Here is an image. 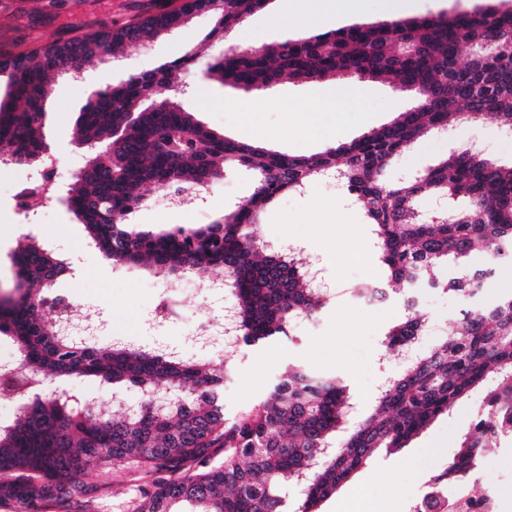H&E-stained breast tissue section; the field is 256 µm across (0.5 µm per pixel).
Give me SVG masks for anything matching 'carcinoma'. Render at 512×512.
<instances>
[{
    "mask_svg": "<svg viewBox=\"0 0 512 512\" xmlns=\"http://www.w3.org/2000/svg\"><path fill=\"white\" fill-rule=\"evenodd\" d=\"M267 0H188L183 7L213 12L210 40H220L262 9ZM161 11L117 28L58 40L24 53L0 56L6 93L0 98V156L39 161L40 120L53 75L76 76L124 45L151 43L170 30ZM416 46L404 55L401 45ZM494 53L460 61L466 45ZM195 55L188 52L152 73L134 74L106 93L75 122L79 146H112L105 164L76 176L67 187L69 210L91 242L116 264L149 262L167 274L202 277L215 267L229 277L240 322V343H270L291 336L293 323L326 306L321 291L288 253L260 254L254 224L268 205L313 176H334L375 226V246L408 313L387 334L386 346L408 345L423 315L415 294L431 267L468 256L482 245L483 266L443 284L462 304L454 330L439 346L406 363L382 389L376 412L360 421L327 454L352 407L349 386L296 364L248 409L230 417L224 384L233 362L204 367L172 352L96 347L65 335L33 301L54 286L65 263L34 237L15 256L19 286L0 307V334L15 344L23 364L45 380L94 379L113 393L136 389V411L112 406L107 415L77 406L63 394H33L22 377L0 378V391L22 410L0 424V504L18 512H88L114 466L145 471L150 483L135 512H284L283 492L302 489L295 512H318L378 448L398 451L428 424L447 414L486 374H498L484 409L412 512H443L448 486L470 495L469 477L485 450L512 440V292L482 304L487 279L512 266V164H496L465 147L414 178L387 184L383 174L416 138L452 118L496 117L512 126V10L398 18L341 28L247 51L232 47L210 76L238 89L267 90L283 77L313 82L327 76L377 79L406 85L414 105L388 124L325 152L297 157L226 139L204 126L176 97ZM137 119L130 120V114ZM244 168L253 191L224 218L204 227L164 233L129 232L114 216L131 215L147 185L202 189ZM465 203L451 222L420 218L426 195Z\"/></svg>",
    "mask_w": 512,
    "mask_h": 512,
    "instance_id": "carcinoma-1",
    "label": "carcinoma"
}]
</instances>
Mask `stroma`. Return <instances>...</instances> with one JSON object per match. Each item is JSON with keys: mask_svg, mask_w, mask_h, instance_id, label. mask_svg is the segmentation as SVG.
<instances>
[{"mask_svg": "<svg viewBox=\"0 0 512 512\" xmlns=\"http://www.w3.org/2000/svg\"><path fill=\"white\" fill-rule=\"evenodd\" d=\"M176 0H0V52L28 51L58 39H68L104 27H118L158 11ZM213 26L209 13L199 12L184 27L155 41L150 50L124 46L119 66L102 63L86 65L80 80L62 77L53 83L46 103L45 136L61 166H83L84 154L74 143L75 118L92 89L102 87L103 74L120 79L144 74L196 50L197 62L187 70L185 96L197 118L225 138L250 143L256 134H266V149L293 156H309L336 142L359 138L371 128L391 122L409 109L412 98L396 91L390 81H346L341 78L296 84L282 80L269 91L244 92L212 80L208 67L229 47L246 51L265 43L298 39L310 35L288 0H268L267 5L244 24L251 36L236 43L209 39ZM343 91L348 105L342 113L317 111L316 121L303 125L298 115L316 111L319 102ZM297 118L286 121V113ZM335 139H326L327 130ZM474 146L486 159L512 163V137L502 133L494 116L471 122L454 121L447 134L429 133L410 144L384 173L392 184L412 172L436 164L456 146ZM38 173L28 168L18 172L0 170V291L13 289L17 268L13 257L25 237L50 242L63 257L75 262L78 276L60 279L49 295L65 301L90 305L94 318L104 328L95 341H115L143 346L167 345L180 348L183 355L199 364L214 361L216 349H201L190 338L198 318H209L220 326L221 295L205 296L185 290L179 315L163 322L154 318L158 299L166 291V279L148 275L140 265H117L106 261L90 241L82 224L73 219L66 205L51 200L37 214L23 212L17 205L22 185L35 184ZM253 173L229 169L208 190L198 207L161 210L158 191L149 188L142 205L131 215L134 228L160 231L186 229L213 223L250 195ZM260 244L271 242L302 244V261L319 270L332 299L316 322H298L293 338L267 347H242L235 357V373L224 387V408L233 415L250 407L275 380L285 375L289 364L301 363L324 375L344 378L355 405L356 419H363L376 405L383 382L402 368L395 350L386 348L388 330L403 315L399 300L376 310L362 309L349 291L361 280L385 281L389 272L374 242L375 234L364 209L340 184L313 179L305 187L279 197L263 213L256 226ZM461 266L448 261L434 269L438 286L422 284L418 307L427 326L413 347L424 354L439 345L454 328L461 304L441 284L458 276ZM496 374H488L482 386L462 397L450 414L438 417L398 452L376 450L371 458L339 491L320 506V512H411L427 490V481L458 450L462 436L483 406L486 388L495 385ZM107 488L92 512H132L146 482L141 471L117 467L106 478ZM502 487L499 512H512V441L505 440L484 456L469 482L478 492L489 484Z\"/></svg>", "mask_w": 512, "mask_h": 512, "instance_id": "1", "label": "stroma"}]
</instances>
